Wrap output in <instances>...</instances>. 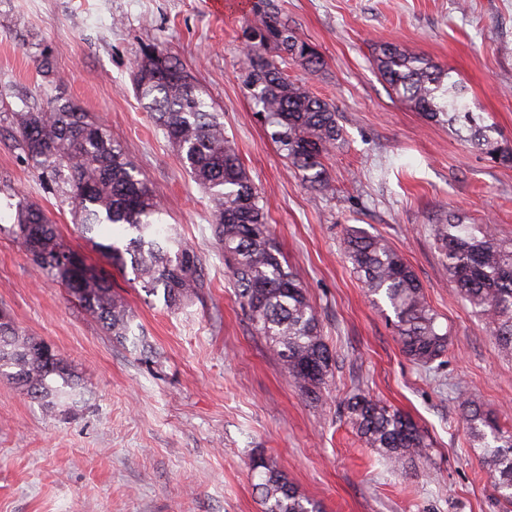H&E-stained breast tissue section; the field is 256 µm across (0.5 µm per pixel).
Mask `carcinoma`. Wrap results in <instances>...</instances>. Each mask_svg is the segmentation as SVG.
Returning a JSON list of instances; mask_svg holds the SVG:
<instances>
[{"label":"carcinoma","instance_id":"cac0c4a2","mask_svg":"<svg viewBox=\"0 0 512 512\" xmlns=\"http://www.w3.org/2000/svg\"><path fill=\"white\" fill-rule=\"evenodd\" d=\"M247 32L243 83L271 129V139L306 182L323 192L333 190L324 160L344 143L336 106L286 73L288 61L297 59L318 71L319 54L272 9ZM269 49L275 53H267ZM372 58L402 101L430 119L458 127L466 132L464 141L486 153H498L495 128L472 112L465 89L450 80L447 70L393 43L375 46ZM135 85L211 204L213 235L256 333L269 341L299 388L320 399L332 374L333 353L304 285L271 242L265 208L220 114L184 65L158 46L142 50ZM12 122L14 139L33 166L65 187L86 238L102 239L98 249L112 255L118 251L112 237H127L134 280L150 295L162 293L168 308L175 310L197 295L204 287L199 256L160 223L161 208L152 189L104 126L86 120L67 103L53 102L41 111L14 112ZM16 214L11 233L33 262L64 285L114 339H127L134 315L108 277L64 244L40 206L22 197ZM435 233L461 298L480 313L501 349L512 352V239L498 237L490 224L459 219L436 225ZM345 244L369 296L392 311L402 353L423 367L443 365L451 337L437 325L413 269L384 238L358 227L347 230ZM0 376L23 387L55 418H67L85 395L71 365L23 334L3 311ZM461 407L481 448L483 468L499 499L512 506V428L465 401ZM347 413L364 444L380 449L394 467H405L428 447L424 431L396 409L355 394ZM251 470L264 512H319L265 457H253Z\"/></svg>","mask_w":512,"mask_h":512}]
</instances>
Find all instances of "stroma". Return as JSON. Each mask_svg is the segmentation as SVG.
I'll return each mask as SVG.
<instances>
[{
  "mask_svg": "<svg viewBox=\"0 0 512 512\" xmlns=\"http://www.w3.org/2000/svg\"><path fill=\"white\" fill-rule=\"evenodd\" d=\"M260 0H0V309L66 359L88 389L53 418L0 378V512H263L249 463L261 454L322 512H502L461 401L512 427V355L451 282L435 227L459 218L512 237V162L495 161L405 105L377 72L393 42L448 69L499 148L512 152V0H272L324 65L290 78L335 102L344 144L326 159L334 193L291 169L258 121L241 74L243 30ZM177 57L224 115L261 193L270 234L301 277L335 355L320 400L256 334L224 265L205 194L144 109L133 81L144 47ZM106 126L148 181L166 225L200 257L205 286L182 309L109 266L76 228L60 186L18 149L12 115L51 98ZM63 242L110 267L137 343L117 342L48 279L10 231L18 196ZM385 237L447 329V363L405 357L386 314L344 253L347 227ZM363 394L408 415L426 454L389 469L346 403Z\"/></svg>",
  "mask_w": 512,
  "mask_h": 512,
  "instance_id": "1",
  "label": "stroma"
}]
</instances>
